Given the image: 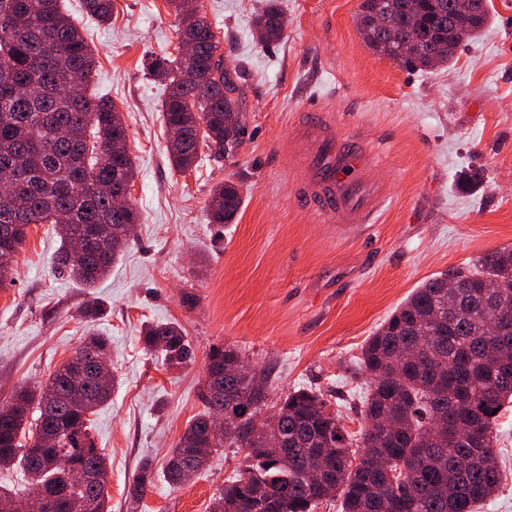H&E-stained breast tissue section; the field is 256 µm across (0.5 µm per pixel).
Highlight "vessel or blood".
<instances>
[{"mask_svg": "<svg viewBox=\"0 0 512 512\" xmlns=\"http://www.w3.org/2000/svg\"><path fill=\"white\" fill-rule=\"evenodd\" d=\"M305 145L312 170L309 195L321 212L342 230L366 223L386 196L385 186L371 176L379 152L347 138L325 137L314 126L305 133Z\"/></svg>", "mask_w": 512, "mask_h": 512, "instance_id": "obj_1", "label": "vessel or blood"}]
</instances>
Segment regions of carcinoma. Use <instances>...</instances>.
Here are the masks:
<instances>
[{
	"label": "carcinoma",
	"mask_w": 512,
	"mask_h": 512,
	"mask_svg": "<svg viewBox=\"0 0 512 512\" xmlns=\"http://www.w3.org/2000/svg\"><path fill=\"white\" fill-rule=\"evenodd\" d=\"M179 35L194 45L189 57H156L152 80L164 87L165 133L170 164L186 172L200 165L199 146L219 164L234 156L239 141L224 137V123L243 118L241 102L224 95V54L205 16L170 0ZM102 22L112 0H82ZM276 0H268L253 26L263 44L283 38ZM488 0L461 13L455 0H361L359 32L373 51L421 70L448 63L459 45L487 23ZM97 75L93 50L61 10L60 0H0V283L26 242L31 224H57L61 245L55 269L93 288L112 269L127 241L113 242L112 227L136 224L133 206L116 209L112 191L137 175L129 150L112 153L127 140L121 112L86 88ZM240 72L229 78L237 85ZM242 199L229 183L217 186L208 210L213 224L236 216ZM93 240L82 256L71 240L89 227ZM458 288L459 308L448 316V279ZM502 318V333L488 329L486 307ZM145 348L170 367L195 358L180 326L145 328ZM106 337L90 332L76 353L92 360L107 352ZM512 246L478 259L475 270L435 276L418 288L377 329L362 350L359 370L370 379L363 422L348 432L323 394L299 389L268 404L271 372L255 368L228 348H214L206 363L205 411L185 427L166 463L169 483L183 484L193 466L189 449L207 440L208 419L224 413L228 444L244 453L242 465L224 483L211 512H313L319 502L339 499L341 512H476L500 487L502 473L493 444L498 410L512 405ZM58 393L23 387L0 403V468H18L29 484L46 487L45 501L0 488V501L18 500L21 512H106L107 483L75 490L68 467L77 462L106 472L105 455L90 430L111 398L113 383L73 384L67 364L53 374ZM269 415L257 416L264 409ZM277 436L288 447L265 451ZM384 456L388 471L365 463ZM142 468L130 498L150 487Z\"/></svg>",
	"instance_id": "cac0c4a2"
}]
</instances>
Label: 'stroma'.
<instances>
[{"mask_svg":"<svg viewBox=\"0 0 512 512\" xmlns=\"http://www.w3.org/2000/svg\"><path fill=\"white\" fill-rule=\"evenodd\" d=\"M112 21L62 0L97 59L91 92L121 112L137 176L140 220L110 274L87 290L58 276L59 238L30 225L11 282L0 285V402L43 384L79 347L87 298L110 340L116 376L92 436L107 457L109 512H211L242 459L214 449L191 481L172 487L168 454L204 410L206 355L231 347L272 372V395L324 394L348 431L360 428L369 386L356 360L376 329L424 280L512 246V0H488L489 19L448 64L410 69L374 53L357 25L360 0H279L281 41L260 43L252 19L265 0H199L232 69L242 74L246 131L223 165L173 168L162 86L146 62L177 54L169 0H112ZM383 154L375 178L389 196L371 223L341 233L304 203L302 168L289 150L309 105ZM231 182L242 205L211 223L212 189ZM181 326L195 351L167 367L145 349L147 323ZM503 481L480 512H512V407L497 420ZM152 486L128 490L144 461Z\"/></svg>","mask_w":512,"mask_h":512,"instance_id":"obj_1","label":"stroma"}]
</instances>
